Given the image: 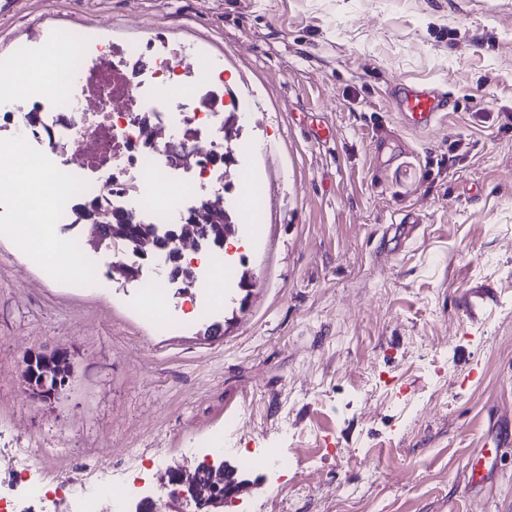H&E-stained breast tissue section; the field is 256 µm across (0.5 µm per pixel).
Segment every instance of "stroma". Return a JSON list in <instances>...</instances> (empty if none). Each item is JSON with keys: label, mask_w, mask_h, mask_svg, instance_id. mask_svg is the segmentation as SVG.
Instances as JSON below:
<instances>
[{"label": "stroma", "mask_w": 512, "mask_h": 512, "mask_svg": "<svg viewBox=\"0 0 512 512\" xmlns=\"http://www.w3.org/2000/svg\"><path fill=\"white\" fill-rule=\"evenodd\" d=\"M81 22L91 42L166 36L251 104L231 172L263 203L226 263L253 285L224 289L207 337L182 321L194 289L160 323L137 282L50 276L1 237L0 452L149 482L155 449L191 473L220 435L244 481L223 512H512V447L463 484L512 420V0H20L0 61ZM399 82L442 99L430 127L396 111ZM56 350L73 375L44 403L21 373ZM266 448L292 470L248 468ZM494 444V448H479L471 457L465 473L467 490L484 485L495 474L499 453L512 444V425L511 428L509 425V431L496 438Z\"/></svg>", "instance_id": "35a3bbf8"}]
</instances>
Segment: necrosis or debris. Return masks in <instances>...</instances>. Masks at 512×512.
I'll use <instances>...</instances> for the list:
<instances>
[{
	"mask_svg": "<svg viewBox=\"0 0 512 512\" xmlns=\"http://www.w3.org/2000/svg\"><path fill=\"white\" fill-rule=\"evenodd\" d=\"M72 50L64 67L29 74L0 66V235L26 223L35 237L70 230L81 213L98 223L123 208L156 224L176 250L211 257L202 288L224 279L220 245L178 238L180 224L211 185L224 182V73L184 48L87 43L82 25L60 30ZM9 484L0 512H53L55 494L37 470L0 455ZM73 512H116L127 499L162 502L165 485L128 487L112 471L69 485Z\"/></svg>",
	"mask_w": 512,
	"mask_h": 512,
	"instance_id": "4bbe7bcc",
	"label": "necrosis or debris"
}]
</instances>
